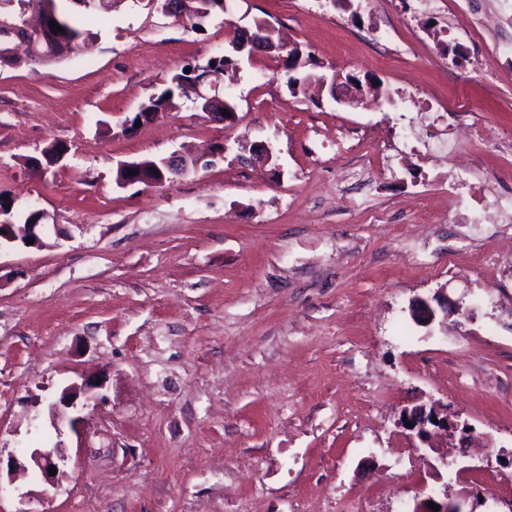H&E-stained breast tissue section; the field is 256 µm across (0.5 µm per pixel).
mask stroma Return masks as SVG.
I'll use <instances>...</instances> for the list:
<instances>
[{"instance_id":"obj_1","label":"stroma","mask_w":512,"mask_h":512,"mask_svg":"<svg viewBox=\"0 0 512 512\" xmlns=\"http://www.w3.org/2000/svg\"><path fill=\"white\" fill-rule=\"evenodd\" d=\"M416 6L225 0L194 29L112 0L60 62L0 65V201L59 227L0 251V512H398L404 497L512 512V241L458 223L447 177L390 150L420 112L316 103L282 60L239 55L124 124L230 54L229 24L266 21L326 73L473 113L479 135L459 130L450 154L489 196L511 192L512 0ZM55 143L68 153L50 167ZM176 154L197 167L117 186L118 162ZM439 295L453 313L415 323L412 302ZM433 400L469 447L413 453L403 414ZM37 449L59 487L31 479Z\"/></svg>"}]
</instances>
